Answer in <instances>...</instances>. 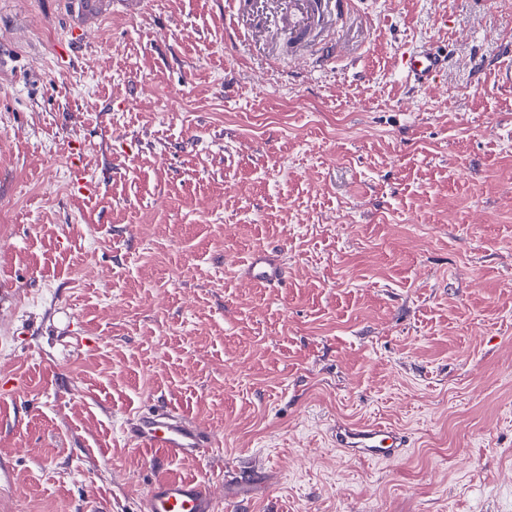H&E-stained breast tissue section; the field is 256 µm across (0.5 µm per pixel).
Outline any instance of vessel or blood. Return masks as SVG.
<instances>
[{
    "instance_id": "vessel-or-blood-1",
    "label": "vessel or blood",
    "mask_w": 512,
    "mask_h": 512,
    "mask_svg": "<svg viewBox=\"0 0 512 512\" xmlns=\"http://www.w3.org/2000/svg\"><path fill=\"white\" fill-rule=\"evenodd\" d=\"M443 57L428 49L404 56V72L413 84L426 87L443 65ZM252 279L276 286L287 277V270L273 255H253L248 264ZM130 439L154 459H196L215 447L214 436L171 410L139 415L128 431ZM335 442L342 451L366 460L399 457L407 446L404 435L378 424H340ZM212 489L196 479H156L145 498L144 512H215Z\"/></svg>"
}]
</instances>
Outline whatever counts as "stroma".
Listing matches in <instances>:
<instances>
[{
    "label": "stroma",
    "mask_w": 512,
    "mask_h": 512,
    "mask_svg": "<svg viewBox=\"0 0 512 512\" xmlns=\"http://www.w3.org/2000/svg\"><path fill=\"white\" fill-rule=\"evenodd\" d=\"M95 3L0 0V512H143L161 476L216 512H512V0H328L324 59L290 0ZM159 407L215 448L150 459ZM403 60L407 79L419 87H428L444 62V58L440 54L430 49H419L406 53ZM248 270L252 279L264 282L269 287L279 285L288 274L285 266L268 252L253 255ZM336 448L366 460L393 459L407 448L404 435L378 424H338Z\"/></svg>",
    "instance_id": "stroma-1"
}]
</instances>
